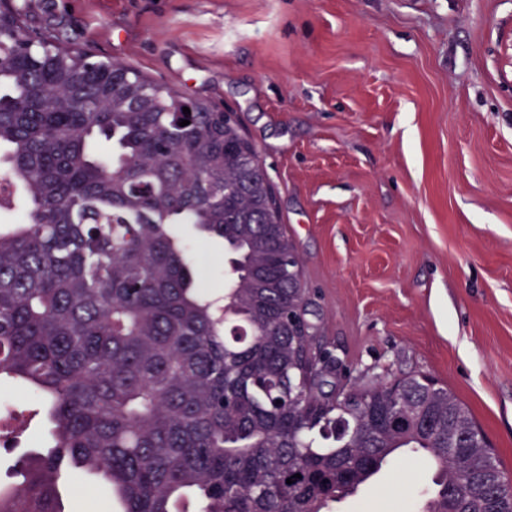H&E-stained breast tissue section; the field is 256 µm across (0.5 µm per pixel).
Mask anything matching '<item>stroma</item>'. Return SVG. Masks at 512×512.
I'll return each instance as SVG.
<instances>
[{"mask_svg":"<svg viewBox=\"0 0 512 512\" xmlns=\"http://www.w3.org/2000/svg\"><path fill=\"white\" fill-rule=\"evenodd\" d=\"M32 26L234 113L273 183L305 318L358 385L420 372L512 481V0H27ZM202 284L224 245L192 225ZM0 484L38 451V399L0 384ZM395 454L337 512H415Z\"/></svg>","mask_w":512,"mask_h":512,"instance_id":"35a3bbf8","label":"stroma"}]
</instances>
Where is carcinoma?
Wrapping results in <instances>:
<instances>
[{"label":"carcinoma","mask_w":512,"mask_h":512,"mask_svg":"<svg viewBox=\"0 0 512 512\" xmlns=\"http://www.w3.org/2000/svg\"><path fill=\"white\" fill-rule=\"evenodd\" d=\"M3 145L0 212L18 218L0 232V381L46 404L51 449L0 485V512H65L63 459L106 474L121 512H334L402 449L435 467L419 512H512L448 388L320 367L334 353L234 117L0 0ZM174 224L224 242L223 295Z\"/></svg>","instance_id":"1"}]
</instances>
